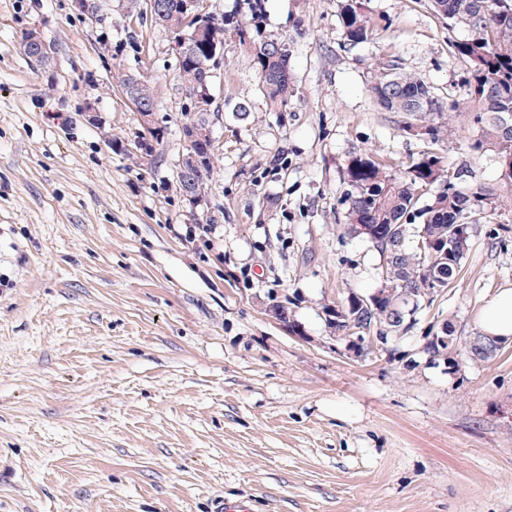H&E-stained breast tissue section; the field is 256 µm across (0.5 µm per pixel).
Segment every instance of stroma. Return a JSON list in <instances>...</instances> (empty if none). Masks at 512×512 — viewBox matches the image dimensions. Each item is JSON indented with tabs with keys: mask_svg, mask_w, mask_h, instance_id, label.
<instances>
[{
	"mask_svg": "<svg viewBox=\"0 0 512 512\" xmlns=\"http://www.w3.org/2000/svg\"><path fill=\"white\" fill-rule=\"evenodd\" d=\"M363 4L376 36L352 47L339 0H265L293 87L279 112L226 39L196 207L177 189L190 102L168 31L126 0H100L101 23L72 0H0V512H512V343L474 353L482 303L512 285V208L472 225L459 277L407 330L372 327L353 353L329 321L385 264L346 229L350 157L401 173L431 150L512 197L471 125L434 143L368 92L384 62L462 96L467 29L425 0ZM33 27L43 64L20 49ZM119 68L152 84L167 129L148 162ZM29 42L23 34V37L20 42V47L23 54L29 58H32L37 54V48L34 47L36 45L39 48L38 54L34 57L37 61L45 62L49 59L50 54L52 52V48L49 43L44 39L41 32L37 28H31L28 30Z\"/></svg>",
	"mask_w": 512,
	"mask_h": 512,
	"instance_id": "1",
	"label": "stroma"
}]
</instances>
